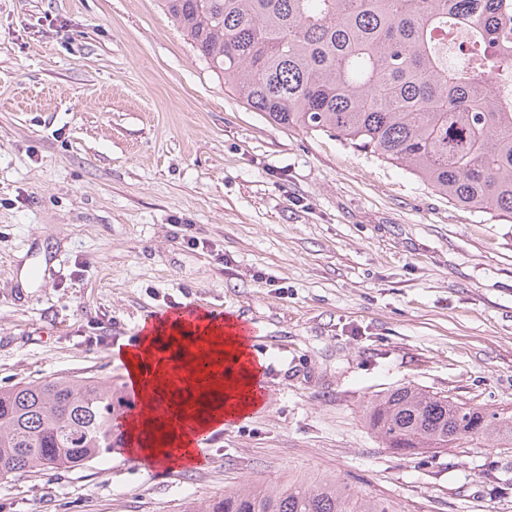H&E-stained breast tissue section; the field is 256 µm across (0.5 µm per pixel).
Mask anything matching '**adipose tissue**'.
<instances>
[{
  "label": "adipose tissue",
  "mask_w": 512,
  "mask_h": 512,
  "mask_svg": "<svg viewBox=\"0 0 512 512\" xmlns=\"http://www.w3.org/2000/svg\"><path fill=\"white\" fill-rule=\"evenodd\" d=\"M216 348L223 350L227 361L233 363V374H213L204 381L207 393L193 411L197 430L222 428L226 420L240 419L261 407L263 399L256 388L260 370L246 360L247 348L241 337L233 331L218 330L213 334ZM150 335H143L138 346L120 350L119 357L126 367L129 380L138 381L137 391L142 403L138 436L133 437L130 447L146 456H163L172 449L190 450L192 439L181 429H170L157 434L153 431L155 415L152 404L166 388L165 378L174 370H187L194 364V356L181 344H174L175 362L157 359L150 346Z\"/></svg>",
  "instance_id": "ef3b65f1"
}]
</instances>
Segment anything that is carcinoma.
<instances>
[{
  "label": "carcinoma",
  "instance_id": "obj_1",
  "mask_svg": "<svg viewBox=\"0 0 512 512\" xmlns=\"http://www.w3.org/2000/svg\"><path fill=\"white\" fill-rule=\"evenodd\" d=\"M250 108L404 168L448 203L512 222V0H162ZM463 38L448 64V35ZM126 398L94 376L0 388V478L123 448ZM363 419L399 455L463 439L512 447V412L404 386ZM193 512H395L336 478L244 484Z\"/></svg>",
  "mask_w": 512,
  "mask_h": 512
}]
</instances>
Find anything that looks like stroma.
<instances>
[{"label":"stroma","mask_w":512,"mask_h":512,"mask_svg":"<svg viewBox=\"0 0 512 512\" xmlns=\"http://www.w3.org/2000/svg\"><path fill=\"white\" fill-rule=\"evenodd\" d=\"M188 302L257 328L269 400L191 470L121 450L0 480V512H187L300 475L512 512V449L400 456L362 419L409 384L512 411V223L274 124L160 0H0V386L121 384L118 349Z\"/></svg>","instance_id":"1"}]
</instances>
